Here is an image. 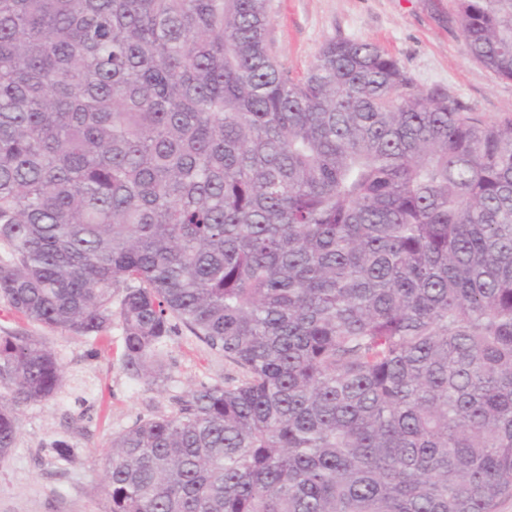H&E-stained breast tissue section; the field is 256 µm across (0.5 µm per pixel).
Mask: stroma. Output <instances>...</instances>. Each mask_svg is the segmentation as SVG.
Returning a JSON list of instances; mask_svg holds the SVG:
<instances>
[{
    "mask_svg": "<svg viewBox=\"0 0 512 512\" xmlns=\"http://www.w3.org/2000/svg\"><path fill=\"white\" fill-rule=\"evenodd\" d=\"M268 13L267 41L292 75L306 74L329 40L368 41L418 89L441 90L489 121L512 117V81L469 58L454 0H268ZM3 330L42 337L65 383L52 399L20 409L16 445L0 460V512H109L101 459L113 436L172 413L191 388L241 375L183 327L164 345L167 378L157 385L124 369L120 326L93 340L0 310ZM57 440L71 446L68 459L56 454Z\"/></svg>",
    "mask_w": 512,
    "mask_h": 512,
    "instance_id": "obj_1",
    "label": "stroma"
}]
</instances>
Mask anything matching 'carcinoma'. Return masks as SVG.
Masks as SVG:
<instances>
[{
    "instance_id": "obj_1",
    "label": "carcinoma",
    "mask_w": 512,
    "mask_h": 512,
    "mask_svg": "<svg viewBox=\"0 0 512 512\" xmlns=\"http://www.w3.org/2000/svg\"><path fill=\"white\" fill-rule=\"evenodd\" d=\"M512 80V0H456ZM267 0H0V303L157 382L181 326L238 366L112 438L110 512H498L512 498V119L368 42L301 78ZM64 369L0 336V457Z\"/></svg>"
}]
</instances>
